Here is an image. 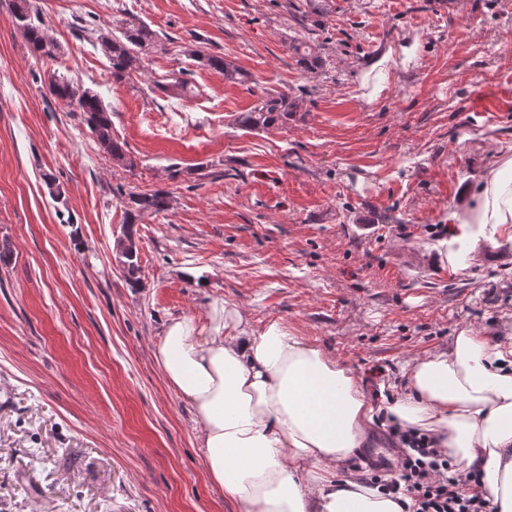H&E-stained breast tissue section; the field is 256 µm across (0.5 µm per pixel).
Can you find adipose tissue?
<instances>
[{
  "mask_svg": "<svg viewBox=\"0 0 512 512\" xmlns=\"http://www.w3.org/2000/svg\"><path fill=\"white\" fill-rule=\"evenodd\" d=\"M448 213L449 265L467 268L487 236L512 245V154L496 159ZM190 403L210 482L236 512H402L346 464L385 412L432 434L460 469L479 466L495 512H512V336L460 331L449 351L412 358L389 402L320 344L277 322L254 329L213 306L207 331L168 322L155 351Z\"/></svg>",
  "mask_w": 512,
  "mask_h": 512,
  "instance_id": "adipose-tissue-1",
  "label": "adipose tissue"
}]
</instances>
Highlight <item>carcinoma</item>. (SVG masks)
I'll return each mask as SVG.
<instances>
[{"instance_id":"obj_1","label":"carcinoma","mask_w":512,"mask_h":512,"mask_svg":"<svg viewBox=\"0 0 512 512\" xmlns=\"http://www.w3.org/2000/svg\"><path fill=\"white\" fill-rule=\"evenodd\" d=\"M10 11L31 56L41 61L58 59L62 54V47L48 33L38 8L31 0H10ZM81 32L107 59L109 76L115 85L133 82L136 75L145 70V61L153 53L165 49L168 44L176 43L174 38L160 37L150 25L133 16L114 18L112 26L107 28L91 21L81 27ZM287 50L294 56L296 65L304 71H314L324 64L317 46L306 39H291ZM179 54L200 66L223 73L227 82L245 84L249 81L246 72L224 56L209 51L206 42L197 37L181 45ZM47 81L48 91L53 98L65 102L71 111L83 114L92 137L112 162L129 169L136 167V163L127 154L126 142L114 133L112 109L104 104L97 93L75 84L55 71L49 74ZM295 111L297 103L289 93L274 89L263 90L250 108L238 115L235 122L246 130L283 126ZM116 194L125 207L123 234L116 243L117 254L127 285L138 288L142 283V270L138 260L134 224L144 212L167 211L170 191L161 188L144 193L127 192L119 186Z\"/></svg>"}]
</instances>
